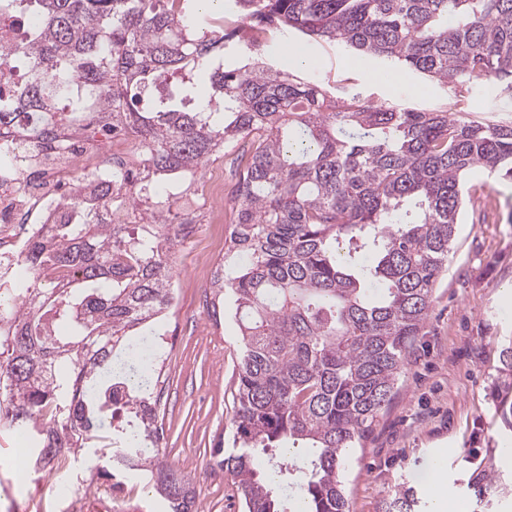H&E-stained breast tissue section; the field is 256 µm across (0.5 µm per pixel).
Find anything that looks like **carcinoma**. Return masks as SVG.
Segmentation results:
<instances>
[{"mask_svg": "<svg viewBox=\"0 0 512 512\" xmlns=\"http://www.w3.org/2000/svg\"><path fill=\"white\" fill-rule=\"evenodd\" d=\"M27 91L0 96V140L19 110L34 139L59 127L129 135L140 165L122 175L141 210L111 224L87 181L71 218L23 250L36 272L0 285V421L32 445L33 470L66 449L144 472L170 512L196 490L160 461L159 314L172 299L171 250L186 226L160 180L196 172L241 140L230 250L211 284L234 297L244 353L234 452L213 449L246 512H350L343 473L388 403L428 316L463 218L465 175L512 180V125L346 99L256 56L228 65L224 35L203 30L199 0H34ZM232 36L250 22L342 44L461 89L494 77L512 93V0H231ZM67 274L48 281L46 262ZM125 393L127 418L113 424ZM512 382L495 389L512 429ZM275 458L267 471L255 456ZM512 492L503 474L472 478ZM413 488L386 512H416Z\"/></svg>", "mask_w": 512, "mask_h": 512, "instance_id": "carcinoma-1", "label": "carcinoma"}]
</instances>
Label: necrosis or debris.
Wrapping results in <instances>:
<instances>
[{
    "label": "necrosis or debris",
    "instance_id": "necrosis-or-debris-1",
    "mask_svg": "<svg viewBox=\"0 0 512 512\" xmlns=\"http://www.w3.org/2000/svg\"><path fill=\"white\" fill-rule=\"evenodd\" d=\"M25 24L22 16L0 23V93L5 95L27 87L30 69L17 64L28 49ZM135 165L123 135L104 143L67 135L59 147L38 150L20 172L0 182V275L14 273L29 240L46 237L52 225L66 220L64 202L78 176L103 177Z\"/></svg>",
    "mask_w": 512,
    "mask_h": 512
}]
</instances>
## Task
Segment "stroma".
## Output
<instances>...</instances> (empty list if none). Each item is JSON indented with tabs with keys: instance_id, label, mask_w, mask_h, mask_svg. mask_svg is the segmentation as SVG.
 <instances>
[{
	"instance_id": "obj_1",
	"label": "stroma",
	"mask_w": 512,
	"mask_h": 512,
	"mask_svg": "<svg viewBox=\"0 0 512 512\" xmlns=\"http://www.w3.org/2000/svg\"><path fill=\"white\" fill-rule=\"evenodd\" d=\"M284 49V42H268L263 61L339 95L422 111L497 113L512 120V98L500 96L489 80L459 100L452 84L408 69L398 70L391 81L374 80L345 64L349 51L339 44L308 42L307 53L315 60L310 68L289 66ZM417 85L423 94L414 93ZM210 175L232 184L230 157L169 182L179 204L197 205L199 231L193 242L173 251L175 299L159 327L173 351L158 364L162 392L157 414L167 441L160 457L195 481L197 512H244L232 476L211 455L219 442L225 450L233 448L243 344L232 295L217 303L201 285L203 263L223 262L232 230L207 221L199 188ZM466 189L468 211L482 219L467 218L458 225L448 264L391 401L351 455L344 473L350 512H384L392 493L409 482L420 491V512H429L425 476L436 465L458 504L456 512H477L467 488L472 472L512 471V456L501 453L505 443H512V431L504 427L492 397L500 349L512 342V182L475 168L466 177ZM16 446L14 432L0 429V512H73L76 504L82 512H96L108 482L91 471V449L71 454L62 471L73 483L93 486L91 493H78L70 502L52 495L55 478L48 473L19 481Z\"/></svg>"
}]
</instances>
